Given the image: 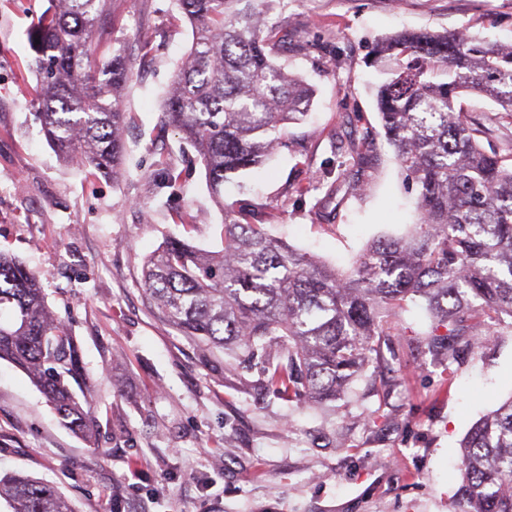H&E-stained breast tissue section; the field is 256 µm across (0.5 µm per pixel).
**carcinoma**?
Segmentation results:
<instances>
[{"label":"carcinoma","mask_w":512,"mask_h":512,"mask_svg":"<svg viewBox=\"0 0 512 512\" xmlns=\"http://www.w3.org/2000/svg\"><path fill=\"white\" fill-rule=\"evenodd\" d=\"M110 0H58L34 22L31 67L42 132L62 159L114 179L125 146L122 97L133 77L125 53L93 49ZM271 0H175L192 41L162 122L204 165L221 205L232 175L259 168L285 125L306 117L309 88L273 59L288 31L267 17ZM385 79L375 98L389 146L418 188L417 220L400 238L369 244L340 272L268 235L260 211L224 208L223 248L169 238L147 260L143 287L165 320L206 345L247 353L266 393L334 402L368 366L387 367V318L424 301L448 363L477 349L479 330L512 318V153L485 152V129L458 104L489 98L512 117V43L462 30L401 31L379 43ZM0 360L22 370L66 428L90 442L97 420L68 326L48 308L41 275L0 251ZM455 512H512V397L461 443ZM11 512H76L54 486L0 474Z\"/></svg>","instance_id":"cac0c4a2"}]
</instances>
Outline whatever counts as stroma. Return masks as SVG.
<instances>
[{
    "label": "stroma",
    "mask_w": 512,
    "mask_h": 512,
    "mask_svg": "<svg viewBox=\"0 0 512 512\" xmlns=\"http://www.w3.org/2000/svg\"><path fill=\"white\" fill-rule=\"evenodd\" d=\"M52 6L0 0V251L41 272L49 308L80 349L100 428L88 446L0 361V472L54 484L77 512H454L459 444L512 396V331L452 363L412 304L382 345L390 368H367L344 399L300 408L266 394L239 352L183 335L142 287L147 257L185 232L175 214L193 219L196 246L222 247L206 170L161 121L190 26L173 0H111L96 49L121 47L136 61L114 181L66 164L40 132L30 30ZM269 20L288 32L275 61L312 86V108L225 199L261 206L268 233L346 268L415 220L416 192L371 95L374 44L403 29L463 28L508 44L512 0H282ZM461 102L485 125L487 151L512 148L511 117L486 98ZM367 132L375 146L354 195L341 165ZM162 161L188 178L164 180ZM315 178L322 189L296 193Z\"/></svg>",
    "instance_id": "obj_1"
}]
</instances>
